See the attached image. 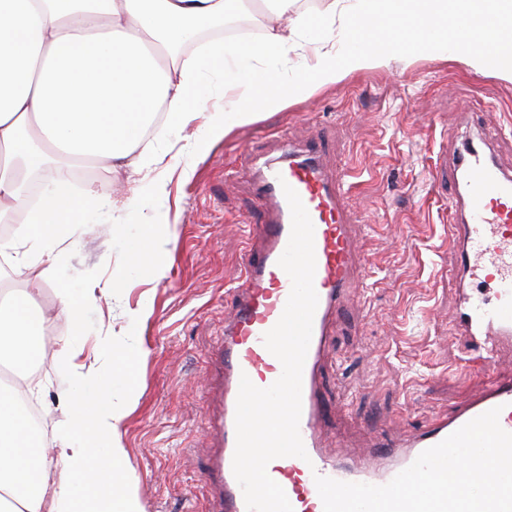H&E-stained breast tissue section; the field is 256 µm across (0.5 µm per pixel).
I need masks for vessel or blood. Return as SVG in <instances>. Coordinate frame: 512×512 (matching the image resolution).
I'll return each instance as SVG.
<instances>
[{"mask_svg": "<svg viewBox=\"0 0 512 512\" xmlns=\"http://www.w3.org/2000/svg\"><path fill=\"white\" fill-rule=\"evenodd\" d=\"M321 144L279 158L254 156L250 174L264 220L249 227L254 240L246 255L244 272L233 287L232 310L224 321L219 348L222 362L221 411L215 419L218 450L202 476L214 490L218 512H247L242 490L233 474L236 446L235 414L241 376L260 388L271 386L282 366L263 344V336L280 319L292 283L278 265L291 231V211L284 186L300 196L314 226L318 305L302 375L300 435L307 459L272 460L267 472L285 491L294 512H324L314 477L384 485L432 447L475 417L501 407V427L512 432V378L488 380L454 413L430 417L411 438L387 440L376 433L366 456L342 462L323 445V425L332 407L319 389L321 365L331 348L332 321L341 302L355 287L366 256L358 244L355 226L345 208V172L328 176L322 164ZM435 183L450 185L456 222L452 224L455 265L461 278H483L494 300L486 303L464 298L453 322L457 334L478 358L494 360L501 349L512 347V174L476 146L464 147L436 164Z\"/></svg>", "mask_w": 512, "mask_h": 512, "instance_id": "vessel-or-blood-1", "label": "vessel or blood"}]
</instances>
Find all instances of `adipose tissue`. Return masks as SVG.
<instances>
[{"instance_id": "adipose-tissue-1", "label": "adipose tissue", "mask_w": 512, "mask_h": 512, "mask_svg": "<svg viewBox=\"0 0 512 512\" xmlns=\"http://www.w3.org/2000/svg\"><path fill=\"white\" fill-rule=\"evenodd\" d=\"M245 0H0V221L24 213L22 228L0 238L18 287L0 290V347L16 371L43 356L50 320L38 313L37 264H55L53 245L66 226L82 224L93 205L108 206L105 192L70 189L74 169L103 162L140 172L160 165L145 131L156 137L198 124L182 154L198 156L235 127L281 111L293 101L335 86L348 76L388 67L394 56L420 53L461 57L477 74L512 83V0H330L323 17L297 16L291 26H267L254 41L215 38L185 53L200 29L223 22ZM485 20L492 29L481 47L464 48L455 23ZM318 46L314 63L306 43ZM220 75L235 99L210 111L196 88L204 74ZM45 175L38 206L28 207L26 181ZM169 224L159 216L131 246L138 270L164 275ZM114 284L61 289V313L82 332V311L113 294ZM113 369L101 378L77 361L71 340L62 362L72 385L59 429V456L71 480L49 486V461L19 403L24 383L0 386V512H142L130 491L120 428L125 417L103 390L128 383L140 349H115L99 339Z\"/></svg>"}]
</instances>
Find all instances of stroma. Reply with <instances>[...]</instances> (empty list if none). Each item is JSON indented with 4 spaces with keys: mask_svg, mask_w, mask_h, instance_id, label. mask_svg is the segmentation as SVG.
<instances>
[{
    "mask_svg": "<svg viewBox=\"0 0 512 512\" xmlns=\"http://www.w3.org/2000/svg\"><path fill=\"white\" fill-rule=\"evenodd\" d=\"M484 134L486 153L512 169V83L423 54L234 128L207 154L171 167L166 195L143 200L135 215L97 209L92 223L64 235L57 266L41 276L42 304L57 316L23 404L40 414L44 447L56 445L69 387L53 355L57 339L72 334L57 291L122 278L114 296L85 310L79 361L105 375L111 361L98 350L99 336L141 344L136 399L127 401L121 385L111 389L113 401L127 404L120 433L129 488L144 512H212L201 472L215 445L217 350L231 309L228 286L250 247L247 225L262 212L250 185L251 146L274 157L315 141L326 147L327 172L348 168V205L368 269L344 303L320 373L323 392L339 406L324 427L330 450L358 458L374 430L411 434L429 416L454 411L489 375H511V352L481 364L452 329L451 200L430 180L440 157ZM160 212L172 240L166 274L152 282L130 266L128 247ZM140 306L148 319L130 324L127 310Z\"/></svg>",
    "mask_w": 512,
    "mask_h": 512,
    "instance_id": "obj_1",
    "label": "stroma"
}]
</instances>
